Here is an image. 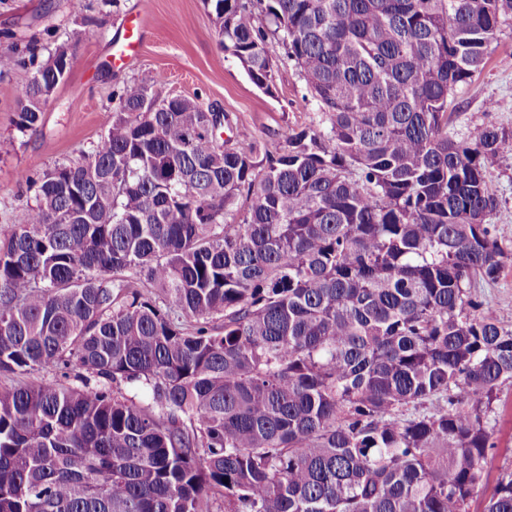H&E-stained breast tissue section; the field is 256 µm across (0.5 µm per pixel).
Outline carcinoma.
<instances>
[{
  "label": "carcinoma",
  "mask_w": 512,
  "mask_h": 512,
  "mask_svg": "<svg viewBox=\"0 0 512 512\" xmlns=\"http://www.w3.org/2000/svg\"><path fill=\"white\" fill-rule=\"evenodd\" d=\"M224 57L323 113L270 151L197 97L117 94L0 239V512H470L512 325L492 124L448 129L512 0H204ZM23 63L0 50V74ZM57 87L33 64L14 126ZM249 200L239 208V200ZM483 512H512V474ZM489 181L496 208L487 221L494 224L509 259L498 282L491 288H484L483 294L497 318L512 324V154L500 159L491 171Z\"/></svg>",
  "instance_id": "obj_1"
}]
</instances>
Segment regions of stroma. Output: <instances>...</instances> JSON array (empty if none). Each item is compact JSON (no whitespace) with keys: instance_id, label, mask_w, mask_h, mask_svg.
Returning a JSON list of instances; mask_svg holds the SVG:
<instances>
[{"instance_id":"35a3bbf8","label":"stroma","mask_w":512,"mask_h":512,"mask_svg":"<svg viewBox=\"0 0 512 512\" xmlns=\"http://www.w3.org/2000/svg\"><path fill=\"white\" fill-rule=\"evenodd\" d=\"M147 20L138 62L112 65V44L125 17ZM36 44L39 59L57 46L73 47L75 57L65 78L44 107L36 131L20 133L13 120L17 97L31 71L16 68L0 75V236L20 223L36 203L34 189L19 182V172L42 173L58 162L88 154L105 134L112 96L124 84L144 82L160 95L199 96L204 105L226 112L248 125L262 144L277 148L289 129L322 120L292 64L281 65L274 94H266L240 65L225 58L212 15L204 0H88L83 15L69 9V0H6L0 4V47L7 34ZM512 23L504 24L489 48L484 70L464 86L455 100L452 126L467 134L476 125L494 124L512 130ZM489 181L496 207L488 216L509 253L498 282L484 298L497 318L512 324V154L493 168ZM494 448L489 484L512 473V381L499 391L493 422Z\"/></svg>"}]
</instances>
